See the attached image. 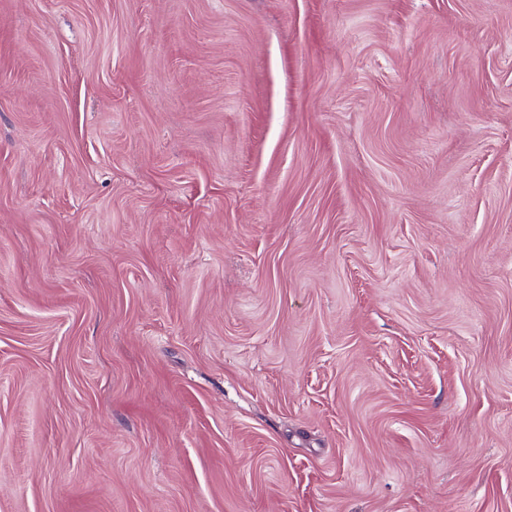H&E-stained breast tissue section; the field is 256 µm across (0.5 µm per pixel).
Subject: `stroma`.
<instances>
[{
	"label": "stroma",
	"mask_w": 512,
	"mask_h": 512,
	"mask_svg": "<svg viewBox=\"0 0 512 512\" xmlns=\"http://www.w3.org/2000/svg\"><path fill=\"white\" fill-rule=\"evenodd\" d=\"M0 512H512V0H0Z\"/></svg>",
	"instance_id": "stroma-1"
}]
</instances>
